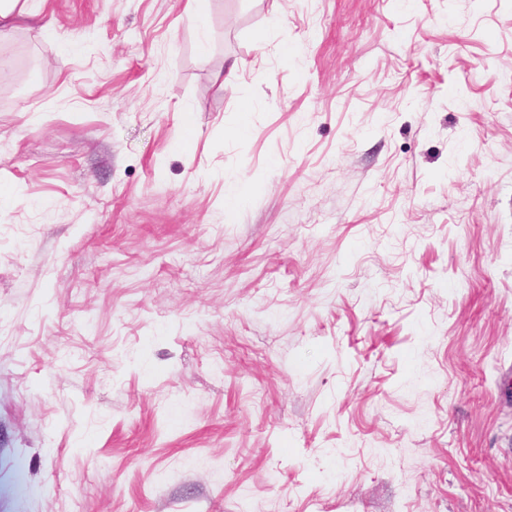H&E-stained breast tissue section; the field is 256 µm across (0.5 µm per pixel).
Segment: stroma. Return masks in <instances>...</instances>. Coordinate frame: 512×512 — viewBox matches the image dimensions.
Wrapping results in <instances>:
<instances>
[{
	"label": "stroma",
	"mask_w": 512,
	"mask_h": 512,
	"mask_svg": "<svg viewBox=\"0 0 512 512\" xmlns=\"http://www.w3.org/2000/svg\"><path fill=\"white\" fill-rule=\"evenodd\" d=\"M26 6L0 512H512V0Z\"/></svg>",
	"instance_id": "1"
}]
</instances>
